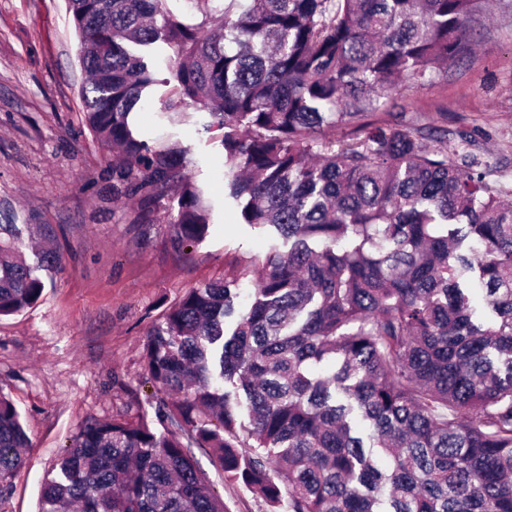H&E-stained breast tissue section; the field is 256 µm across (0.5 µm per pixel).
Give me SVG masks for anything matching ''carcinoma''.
<instances>
[{"mask_svg":"<svg viewBox=\"0 0 512 512\" xmlns=\"http://www.w3.org/2000/svg\"><path fill=\"white\" fill-rule=\"evenodd\" d=\"M166 2L67 0L85 119L116 148L112 192L147 214L177 199L176 248L208 232L186 150L150 146L129 122L157 79L125 44L162 41L179 61L168 107L212 104L227 196L275 242L147 334L163 431L85 422L40 512H224L191 448L273 512H512V199L476 158L431 145L429 127L364 121L399 78L433 86L470 53L482 0H224L217 17L193 0L195 25ZM22 247L0 224V316L38 302L37 271L62 269L58 252L30 264ZM28 447L0 391L1 487Z\"/></svg>","mask_w":512,"mask_h":512,"instance_id":"1","label":"carcinoma"}]
</instances>
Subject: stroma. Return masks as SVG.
Listing matches in <instances>:
<instances>
[{
  "instance_id": "obj_1",
  "label": "stroma",
  "mask_w": 512,
  "mask_h": 512,
  "mask_svg": "<svg viewBox=\"0 0 512 512\" xmlns=\"http://www.w3.org/2000/svg\"><path fill=\"white\" fill-rule=\"evenodd\" d=\"M474 51L432 87L403 82L375 116H423L449 156L469 149L492 185L512 189V0L469 20ZM158 82L134 116L137 135L189 151L190 176L210 205L206 237L170 245L176 200L143 218L136 200L112 194L111 155L93 137L85 74L67 0H0V224H34L64 259L39 301L0 317V388L16 405L31 446L0 492V512H38L47 475L86 419L154 417L142 362L148 331L187 291L253 267L271 237L240 223L224 195V148L205 104L165 109L176 57L142 48ZM194 461L226 512H271L215 458Z\"/></svg>"
}]
</instances>
